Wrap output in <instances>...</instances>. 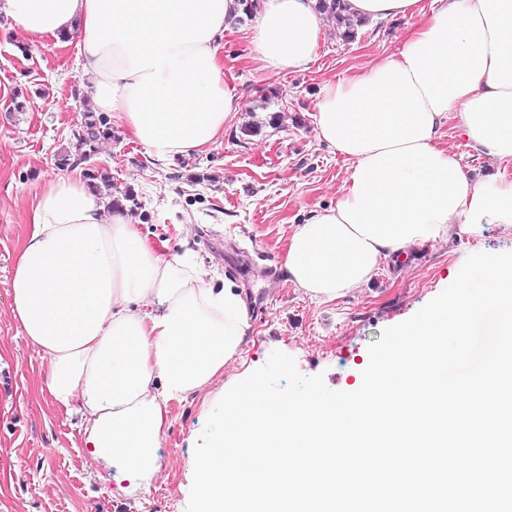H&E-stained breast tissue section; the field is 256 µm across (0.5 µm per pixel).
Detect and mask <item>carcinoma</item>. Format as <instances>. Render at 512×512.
Segmentation results:
<instances>
[{"label": "carcinoma", "mask_w": 512, "mask_h": 512, "mask_svg": "<svg viewBox=\"0 0 512 512\" xmlns=\"http://www.w3.org/2000/svg\"><path fill=\"white\" fill-rule=\"evenodd\" d=\"M318 9L335 19L339 36L346 41L354 40L357 37L358 28L363 26L362 22L343 15L341 0H318ZM81 129L84 137L79 143L72 144L70 149L58 156L57 165L72 171L82 168L81 175L94 192L99 193L104 189L112 197V203L116 205L124 203L130 205L132 209L136 208L138 202L131 188L119 190L114 194L112 193V176L105 169L84 167L95 152L97 142L112 138V126L109 120L104 115H97L87 108L82 113Z\"/></svg>", "instance_id": "carcinoma-1"}]
</instances>
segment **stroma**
Returning a JSON list of instances; mask_svg holds the SVG:
<instances>
[{
	"label": "stroma",
	"instance_id": "stroma-1",
	"mask_svg": "<svg viewBox=\"0 0 512 512\" xmlns=\"http://www.w3.org/2000/svg\"><path fill=\"white\" fill-rule=\"evenodd\" d=\"M413 25L410 19L367 24L347 43L326 22L310 68L280 76L250 60V23L231 25L220 53L246 108L215 145L158 167L121 125H114L111 140L99 142L91 163L106 169L117 187L133 189L139 207L130 217L140 233L162 255L187 244L207 279L235 282L251 323L236 360L206 391L170 403L161 471L132 494L111 468L92 461L78 417L41 392L42 359L10 314L9 283L28 209L42 185L61 174L57 158L73 141L88 80L74 41H33L0 29V512H186L194 448L210 413L273 351L292 356L304 376L322 375L329 389L352 390L383 329L442 292L469 255L512 252V227L488 224L478 236L409 246L403 259L382 260L370 282L325 302L284 274L295 225L335 206L347 176L344 157L317 135L320 84L367 71L396 52ZM271 89L278 98L262 104ZM20 91L28 102L19 112L12 99ZM282 109L283 126H266L269 113ZM257 122L260 134H243ZM439 144L473 179L496 173L512 182V163L473 154L459 119L449 118ZM197 173L210 174V181H194Z\"/></svg>",
	"mask_w": 512,
	"mask_h": 512
}]
</instances>
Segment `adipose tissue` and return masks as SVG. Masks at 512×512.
Here are the masks:
<instances>
[{
	"label": "adipose tissue",
	"instance_id": "obj_1",
	"mask_svg": "<svg viewBox=\"0 0 512 512\" xmlns=\"http://www.w3.org/2000/svg\"><path fill=\"white\" fill-rule=\"evenodd\" d=\"M365 22L418 17L398 54L323 83L315 122L349 163L334 207L295 227L283 269L315 300L371 279L415 244L512 224V182H474L440 147L449 113L472 150L512 160V0H344ZM238 0H0L31 39H74L95 111L114 115L166 166L213 145L243 109L218 37ZM326 20L317 0H260L252 53L302 72ZM10 311L40 354L43 392L79 416L84 444L131 489L161 470L170 402L206 390L251 325L240 288L203 280L191 250L157 254L126 208L77 177L35 195L16 250Z\"/></svg>",
	"mask_w": 512,
	"mask_h": 512
}]
</instances>
